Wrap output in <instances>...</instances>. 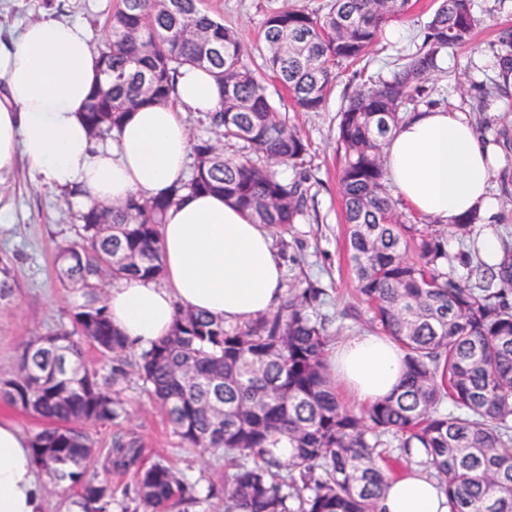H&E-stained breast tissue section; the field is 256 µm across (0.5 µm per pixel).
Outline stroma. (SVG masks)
I'll list each match as a JSON object with an SVG mask.
<instances>
[{"label":"stroma","instance_id":"1","mask_svg":"<svg viewBox=\"0 0 512 512\" xmlns=\"http://www.w3.org/2000/svg\"><path fill=\"white\" fill-rule=\"evenodd\" d=\"M328 0H204V7L240 38L243 60L258 67L264 51L263 21L267 12L285 4L310 10L325 9ZM118 0H0V39L19 34L25 25L54 12L61 19L88 27L93 37L105 33L107 16ZM438 6L437 0H412L408 13L387 21V28H407L406 40L393 42L379 37L369 54L336 68V79L320 111H295L287 90L269 73L262 82L271 102L308 144L302 165L279 166L286 181L305 179L311 202L305 218L291 231L270 228L273 247L285 267V283H315L324 294L316 311L325 317L334 340L370 330L371 314L357 292L349 262L346 224L339 178L343 165L338 125L349 97L368 79L388 78L406 54L420 45L425 28ZM479 24L471 45L444 53L439 69L426 85L424 97L434 108H466L475 111L497 134L505 152L507 168L495 177L501 195L498 231H512V105L491 114L479 111L493 73L475 75L474 60L491 55L501 28L512 26V0H472ZM0 254L14 260L20 291L12 302L0 305V378L11 376L17 358L32 339L46 335L67 321L70 310L80 303L79 292L64 287L55 271L56 246L79 238V211L66 195L50 192L26 161L0 174ZM119 388L127 415L120 425L89 426L97 451L94 469L99 478L122 487L134 484L132 474L109 470L107 452L118 433L133 434L143 445L147 460L164 459L181 473L202 481H216L223 470L215 454L186 448L174 433L164 413L151 404L136 376L122 380Z\"/></svg>","mask_w":512,"mask_h":512}]
</instances>
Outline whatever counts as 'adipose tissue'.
Instances as JSON below:
<instances>
[{"label":"adipose tissue","instance_id":"adipose-tissue-1","mask_svg":"<svg viewBox=\"0 0 512 512\" xmlns=\"http://www.w3.org/2000/svg\"><path fill=\"white\" fill-rule=\"evenodd\" d=\"M100 52L87 28L45 14L0 41V173L25 158L53 189L70 192L79 209L170 194L184 181L190 138L182 115L220 106L213 75L183 65L166 102L129 112L110 140L98 141L82 114L104 83ZM385 168L401 199L417 214L451 225L477 212L480 256L500 261L491 226L499 211L492 180L499 153L470 113L420 109L388 138ZM160 260L167 282L132 277L109 291L113 325L134 350L167 336L178 309L241 324L275 311L284 270L271 239L247 213L213 193L181 192L161 226ZM331 374L360 405L392 394L404 355L388 337L351 336L328 351ZM380 512H449L445 495L419 468L391 481ZM42 481L29 439L0 420V512H44Z\"/></svg>","mask_w":512,"mask_h":512}]
</instances>
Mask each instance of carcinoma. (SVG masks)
<instances>
[{
    "mask_svg": "<svg viewBox=\"0 0 512 512\" xmlns=\"http://www.w3.org/2000/svg\"><path fill=\"white\" fill-rule=\"evenodd\" d=\"M409 3L330 0L322 14L273 10L263 25L264 67L299 110L316 112L334 67L363 57ZM477 25L470 0H441L421 45L391 78L362 84L341 113L352 273L372 322L405 361L395 393L354 410L332 387L331 334L311 311L323 290L311 283L289 285L275 313L235 328L180 311L168 336L128 361L104 288L163 276L159 228L179 192L221 193L255 223L286 227L305 214L307 189L280 180L273 167L302 163L307 144L243 62L236 32L202 0H119L101 56L107 83L93 90L85 112L92 135L110 136L133 108L168 100L173 73L192 64L219 82L222 106L210 127L238 155L224 156L209 138L193 140L188 180L166 196L81 212V241L57 247L63 283L82 302L71 325L22 350L15 374L0 380V400L42 421L31 436L34 463L50 483L72 491L71 507L191 512L199 503L198 482L161 459L145 463L134 437H113L108 452L112 470L134 472L133 494L92 472L94 441L85 425L120 423L125 402L112 386L130 371L186 445L222 453L223 481L208 484L206 498H224V512H378L394 471L413 465L437 480L450 512H512V241L502 240L494 267L463 255L471 280H462L448 257V235L470 236L477 216L451 226L405 223L382 160L402 104L424 94L442 55L469 44ZM494 57L512 72L511 27L499 32ZM146 75L155 76L149 91ZM410 243L414 260L406 255ZM17 290L12 259L1 255L0 301ZM85 341L108 359L109 375L85 366ZM389 436L396 454L387 450Z\"/></svg>",
    "mask_w": 512,
    "mask_h": 512,
    "instance_id": "cac0c4a2",
    "label": "carcinoma"
}]
</instances>
